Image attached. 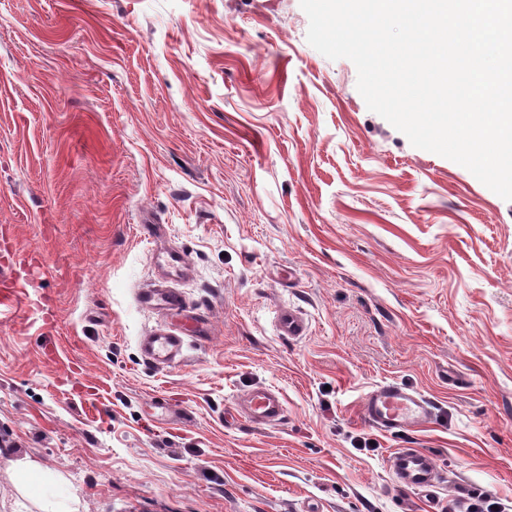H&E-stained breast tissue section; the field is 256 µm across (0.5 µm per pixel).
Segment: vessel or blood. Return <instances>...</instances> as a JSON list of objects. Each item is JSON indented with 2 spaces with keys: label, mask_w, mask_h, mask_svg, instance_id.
Masks as SVG:
<instances>
[{
  "label": "vessel or blood",
  "mask_w": 512,
  "mask_h": 512,
  "mask_svg": "<svg viewBox=\"0 0 512 512\" xmlns=\"http://www.w3.org/2000/svg\"><path fill=\"white\" fill-rule=\"evenodd\" d=\"M166 278L182 276L187 269L184 254L167 249L159 257ZM141 305L171 315L174 326L141 338L139 349L143 360L157 368L174 363L182 354L187 340L200 338L205 323L197 309H187L182 293L174 288H150L139 292ZM282 335L300 337L307 331L304 318L294 311L278 316ZM235 418L258 426H276L283 422L286 407L281 395L265 387H256L239 396L235 402ZM434 407L419 391L398 382L376 386L361 406L363 423L383 433L420 430L432 423ZM388 468L395 486L401 491L430 492L442 483V473L430 451L423 448H398L388 457Z\"/></svg>",
  "instance_id": "obj_1"
}]
</instances>
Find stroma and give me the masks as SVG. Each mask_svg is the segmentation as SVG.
<instances>
[{"mask_svg": "<svg viewBox=\"0 0 512 512\" xmlns=\"http://www.w3.org/2000/svg\"><path fill=\"white\" fill-rule=\"evenodd\" d=\"M308 26L300 0H0V512L512 506V201L368 110ZM146 224L211 324L163 369ZM387 381L433 424L366 427ZM257 386L282 424L231 420ZM411 447L433 493L393 487ZM161 269L165 271V279H173L182 276L187 270V262L184 254L178 250L169 248L157 257ZM278 326L283 336L300 337L306 334L307 323L304 318L294 311H282L278 316ZM387 465L401 491L432 492L442 484V473L433 455L424 448H398Z\"/></svg>", "mask_w": 512, "mask_h": 512, "instance_id": "1", "label": "stroma"}]
</instances>
